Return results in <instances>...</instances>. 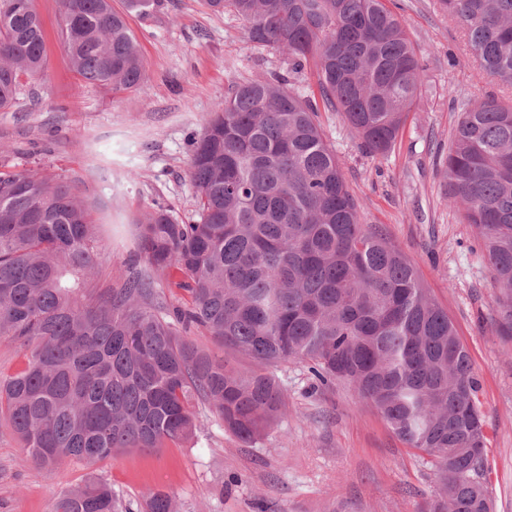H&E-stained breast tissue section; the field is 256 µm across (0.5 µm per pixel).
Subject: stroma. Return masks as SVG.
Returning a JSON list of instances; mask_svg holds the SVG:
<instances>
[{
  "label": "stroma",
  "instance_id": "1",
  "mask_svg": "<svg viewBox=\"0 0 512 512\" xmlns=\"http://www.w3.org/2000/svg\"><path fill=\"white\" fill-rule=\"evenodd\" d=\"M425 57L424 86L388 155L373 157L341 113H319L350 192L372 225L416 267L448 312L479 381L487 431L488 491L495 512H512V336L496 333L497 292L478 231L445 194L442 163L462 100L512 91L483 72L458 24L437 0H388ZM45 37L42 74L22 81L0 111V162L66 182L98 226L101 287L120 283L145 260L135 222L153 207L191 220L190 144L222 102L230 78L287 73L284 53L246 43L241 22L203 0H161L127 15L147 76L132 91L88 84L73 72L60 37L59 0H36ZM236 372L273 373L285 413L252 444L207 408L189 438L157 451L128 449L95 465L72 459L36 469L0 414V512H51L55 498L89 477L110 483L132 512L169 493L175 512H416L437 482L352 385L312 390L304 364L268 366L231 350Z\"/></svg>",
  "mask_w": 512,
  "mask_h": 512
}]
</instances>
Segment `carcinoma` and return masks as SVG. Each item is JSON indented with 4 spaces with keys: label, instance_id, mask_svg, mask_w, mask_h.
<instances>
[{
    "label": "carcinoma",
    "instance_id": "cac0c4a2",
    "mask_svg": "<svg viewBox=\"0 0 512 512\" xmlns=\"http://www.w3.org/2000/svg\"><path fill=\"white\" fill-rule=\"evenodd\" d=\"M246 40L288 56V74L234 82L192 141L197 210L138 219L148 268L99 291L96 224L62 181L0 170V339L26 352L0 377L6 413L36 467L89 465L156 450L198 427L207 405L254 442L279 419L270 374H239L185 338L307 366L314 385L351 384L411 450L430 458L437 495L418 512H491L487 435L470 355L412 262L361 224L318 112H340L376 156L394 147L422 85L423 58L386 0H203ZM78 76L136 89L146 68L110 0H60ZM480 68L512 88V0H439ZM45 66L35 0H0V110ZM313 70L299 91L291 79ZM446 196L479 232L494 271L500 336L512 335V103H462L443 162ZM186 293L168 304L158 281ZM146 512H174L157 492ZM52 512H127L98 478Z\"/></svg>",
    "mask_w": 512,
    "mask_h": 512
}]
</instances>
